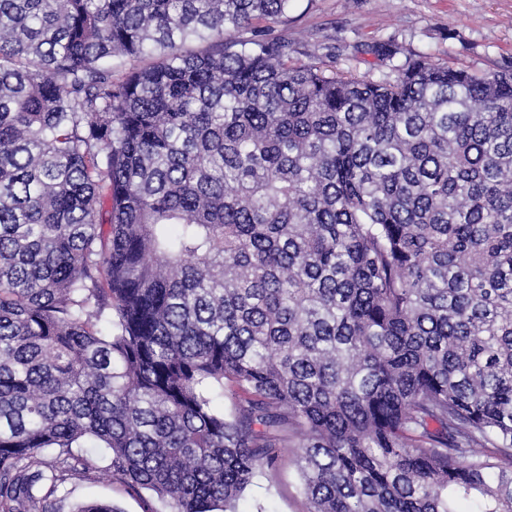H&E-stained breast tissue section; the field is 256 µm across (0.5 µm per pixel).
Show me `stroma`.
Listing matches in <instances>:
<instances>
[{"label": "stroma", "mask_w": 512, "mask_h": 512, "mask_svg": "<svg viewBox=\"0 0 512 512\" xmlns=\"http://www.w3.org/2000/svg\"><path fill=\"white\" fill-rule=\"evenodd\" d=\"M259 30L282 35L307 50L336 52V68L373 80L389 75L375 64L367 45L394 44L396 63L426 56L476 72H512V0H294L287 16L260 22ZM92 479L60 487V512L88 501H104L119 512H145L148 492L135 493L113 481L98 459ZM307 512L292 454L259 473L238 502L239 512Z\"/></svg>", "instance_id": "1"}]
</instances>
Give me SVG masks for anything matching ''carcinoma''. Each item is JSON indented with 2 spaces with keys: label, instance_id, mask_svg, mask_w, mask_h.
Instances as JSON below:
<instances>
[{
  "label": "carcinoma",
  "instance_id": "1",
  "mask_svg": "<svg viewBox=\"0 0 512 512\" xmlns=\"http://www.w3.org/2000/svg\"><path fill=\"white\" fill-rule=\"evenodd\" d=\"M292 0H0V512H512V73L379 81ZM392 60L388 43L368 47ZM97 464L102 471L91 480H73L60 487L57 496L60 500V512H71L78 504L88 501H104L121 512H145V499H150L149 492L141 490L140 494L128 490L125 486L112 480L105 471L107 461L96 451ZM258 504L266 512L307 511L291 452L285 454L275 470H264L256 476L237 507L241 512H256Z\"/></svg>",
  "mask_w": 512,
  "mask_h": 512
}]
</instances>
